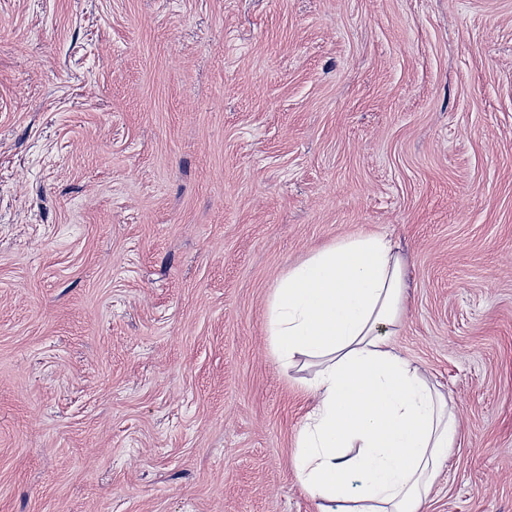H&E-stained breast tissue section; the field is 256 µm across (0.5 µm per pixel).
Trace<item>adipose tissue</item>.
I'll return each instance as SVG.
<instances>
[{"label":"adipose tissue","mask_w":512,"mask_h":512,"mask_svg":"<svg viewBox=\"0 0 512 512\" xmlns=\"http://www.w3.org/2000/svg\"><path fill=\"white\" fill-rule=\"evenodd\" d=\"M406 288L402 255L369 232L290 265L274 290L278 360L317 368L294 466L318 512H423L455 444L454 405L387 341Z\"/></svg>","instance_id":"obj_1"}]
</instances>
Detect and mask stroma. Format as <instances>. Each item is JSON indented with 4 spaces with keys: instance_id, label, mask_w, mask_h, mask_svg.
Returning <instances> with one entry per match:
<instances>
[{
    "instance_id": "1",
    "label": "stroma",
    "mask_w": 512,
    "mask_h": 512,
    "mask_svg": "<svg viewBox=\"0 0 512 512\" xmlns=\"http://www.w3.org/2000/svg\"><path fill=\"white\" fill-rule=\"evenodd\" d=\"M372 231L512 512V0H0V512H317L268 306Z\"/></svg>"
}]
</instances>
